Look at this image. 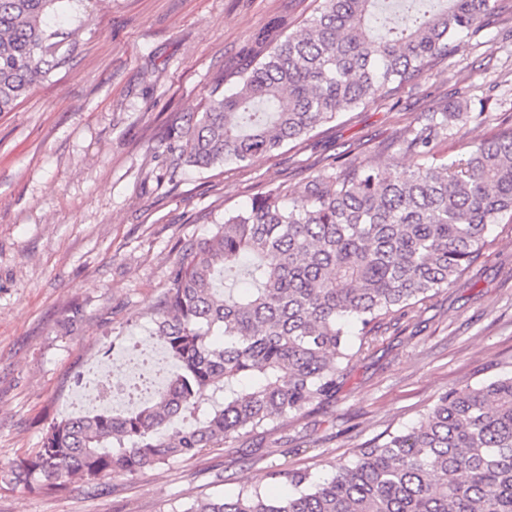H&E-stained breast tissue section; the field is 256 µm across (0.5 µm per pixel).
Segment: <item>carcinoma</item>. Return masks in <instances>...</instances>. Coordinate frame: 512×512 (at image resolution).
<instances>
[{
	"instance_id": "cac0c4a2",
	"label": "carcinoma",
	"mask_w": 512,
	"mask_h": 512,
	"mask_svg": "<svg viewBox=\"0 0 512 512\" xmlns=\"http://www.w3.org/2000/svg\"><path fill=\"white\" fill-rule=\"evenodd\" d=\"M57 0H0V112L69 61L45 18ZM509 6L498 0H322L304 33L277 15L241 50L186 133L178 160L246 166L355 107L429 76ZM463 112H432L405 149L424 163H351L284 201L279 187L183 244L154 304L175 370L136 410L42 423L40 446L0 470V491L60 497L269 430L336 395L354 357L473 265L491 226L512 223V129L449 162L433 144ZM329 477L275 468L259 486L190 512H512V375L452 388L413 426L358 448Z\"/></svg>"
}]
</instances>
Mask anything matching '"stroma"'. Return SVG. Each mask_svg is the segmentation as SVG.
Listing matches in <instances>:
<instances>
[{
    "instance_id": "1",
    "label": "stroma",
    "mask_w": 512,
    "mask_h": 512,
    "mask_svg": "<svg viewBox=\"0 0 512 512\" xmlns=\"http://www.w3.org/2000/svg\"><path fill=\"white\" fill-rule=\"evenodd\" d=\"M316 0H57L50 28L75 31L69 62L0 113V469L39 446L38 422L75 412L76 381L114 338L156 344L152 307L180 242L271 187L287 196L351 161L407 169L404 148L427 113L461 103L469 118L437 156L512 127V15L502 13L430 79L343 113L249 166L178 161L194 113L270 17L300 33ZM480 259L395 326L378 329L335 398L223 447L99 490L0 492V512H188L232 497L285 465L322 479L355 448L414 425L439 396L512 374V222L494 225Z\"/></svg>"
}]
</instances>
